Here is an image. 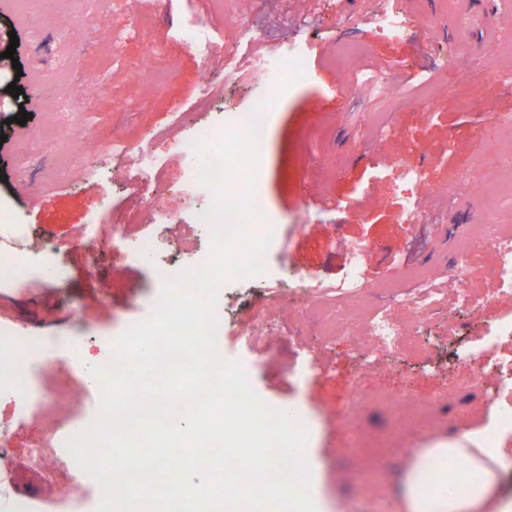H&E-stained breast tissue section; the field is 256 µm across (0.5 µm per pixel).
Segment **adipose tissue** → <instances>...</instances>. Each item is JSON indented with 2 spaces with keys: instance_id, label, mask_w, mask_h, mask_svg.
Masks as SVG:
<instances>
[{
  "instance_id": "ef3b65f1",
  "label": "adipose tissue",
  "mask_w": 512,
  "mask_h": 512,
  "mask_svg": "<svg viewBox=\"0 0 512 512\" xmlns=\"http://www.w3.org/2000/svg\"><path fill=\"white\" fill-rule=\"evenodd\" d=\"M457 458L478 476L471 492L460 496L447 471L431 468L432 459ZM512 468V455L485 438L444 439L409 456L398 483L406 512H512V500L496 497L500 474Z\"/></svg>"
}]
</instances>
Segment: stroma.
Masks as SVG:
<instances>
[{
  "label": "stroma",
  "instance_id": "1",
  "mask_svg": "<svg viewBox=\"0 0 512 512\" xmlns=\"http://www.w3.org/2000/svg\"><path fill=\"white\" fill-rule=\"evenodd\" d=\"M406 32L393 39L372 31L367 23L376 0H357L345 10L340 0H238L237 13L265 48L305 43L309 77L286 94L274 115L259 161L260 188L269 209L283 222V242L275 253L268 276L284 280L295 274L333 282L346 271L338 240L366 245L367 278L374 283L391 280L395 263L433 274L455 288V242L460 230L478 224H511L512 199L488 208L485 191L475 181L494 178L512 182V165L485 163L487 142L512 136L505 123L482 126L485 108L512 114V82L496 79L503 40L512 39V0H400ZM16 0H0V199L15 210L38 241L72 240L83 225L102 224L104 235L122 233L125 245L101 250L87 258L75 249L64 262V276H39L12 287L0 298V311L24 321L53 316L76 317L94 327L97 335L117 332L122 324L145 317L156 288V267L180 271L191 258V246L200 243L190 222L154 226L150 208L122 192L125 178L135 170L108 153L94 159L100 177L72 169L67 181L51 179L46 167L54 159L45 146L25 169H17L19 156L52 125L65 126L72 136L94 140L116 132L130 145L159 154L161 167L152 184L167 187L165 204L184 211L173 189L181 167L179 158L166 153L160 134L171 113L184 111L193 122L209 119L194 104L204 79L222 83L225 71L236 72L235 83L225 89V100L247 105L261 95L258 84L240 60L245 53L237 25L225 23L213 0H115L107 16L95 5L82 13L59 9L41 33L21 25ZM197 19L222 28L230 53L204 65L181 43L182 24ZM79 22L91 35L106 25L122 40L120 50L107 53L102 42L67 48L62 31ZM18 37L15 59L4 53L11 37ZM471 54L472 64L459 59ZM47 66L63 70L74 89L99 85L97 95L76 100L69 110L55 101L57 87L33 82L36 55ZM172 65L176 74L163 94L148 95L132 80L144 70L145 58ZM364 70L392 72L395 81L414 75L418 85H433L430 104L397 106L352 86L353 76ZM24 90V99L8 93L10 83ZM26 113V124L15 123ZM311 149H302L306 135ZM418 170L424 185L432 187L424 204L425 221L405 222L402 200L393 191L401 172ZM473 171L475 180L461 186L456 202L448 188L459 172ZM157 230L164 249L156 258L133 262L129 246L146 231ZM478 281L492 304L491 318L480 319L443 307L418 332L424 346L421 358L401 354L382 360L362 381L354 372L362 351L343 337L311 336L299 346L301 302L282 293L264 302L260 280L232 281L224 287L222 308L229 318L217 346L226 357L245 349L241 332L252 305H266L269 332L249 348L255 367L252 390L266 404L288 406L309 417L307 464L311 493L325 512H363L366 495L354 479L359 465L348 446L352 432L367 436L378 448L385 472L375 494L385 498L391 512H405L394 487L402 471L405 451L390 445L399 433L397 418L379 401L381 392L413 393L430 401L432 425L425 442L481 433L493 419L507 394L490 397L494 378L483 385L449 389L448 377L465 361L494 362L512 359V338H493V321L512 320V296L496 293L490 276L491 258L476 256ZM114 282L110 296L101 289ZM308 352L314 368L301 376L297 359ZM364 401H357V393Z\"/></svg>",
  "mask_w": 512,
  "mask_h": 512
}]
</instances>
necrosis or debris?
<instances>
[{
  "label": "necrosis or debris",
  "instance_id": "4bbe7bcc",
  "mask_svg": "<svg viewBox=\"0 0 512 512\" xmlns=\"http://www.w3.org/2000/svg\"><path fill=\"white\" fill-rule=\"evenodd\" d=\"M252 58L255 69L268 74L272 97L285 96L309 74L299 45L264 53L256 50ZM249 115L246 109H228L215 120L190 125L184 113H172L166 147L184 160L179 192L195 198L198 215L210 207L213 196L198 179L195 143L240 129ZM136 162L142 174L125 184V192L147 204L156 223H177V214L159 205L147 180L156 164L154 153L140 154ZM73 247L70 241H31L26 225L18 222L9 207L0 206V286L31 281L42 269L61 273L59 256ZM483 251L492 255L498 292L512 295V231L493 224L487 232L471 231L458 242L457 288L451 295L432 277L409 272L401 288L390 291L387 303L370 306L378 290L365 276L367 249L360 243L350 244L349 266L339 282L318 283L300 276L289 281L288 288L305 302L303 320L351 340L366 336L368 349L360 365L366 371L384 356L411 349L410 329L428 320L445 302L471 310L473 316H487L489 308L477 305L472 286L473 258ZM111 343V338L95 336L81 322L50 335L38 326L0 316V492L9 495L12 512H96L99 487L67 451L66 442L93 420L92 415L75 411L80 386L88 381L83 351L95 346L107 352ZM19 428L31 432L23 450L11 443ZM20 455L38 477L37 487L23 494L14 490L13 464Z\"/></svg>",
  "mask_w": 512,
  "mask_h": 512
}]
</instances>
